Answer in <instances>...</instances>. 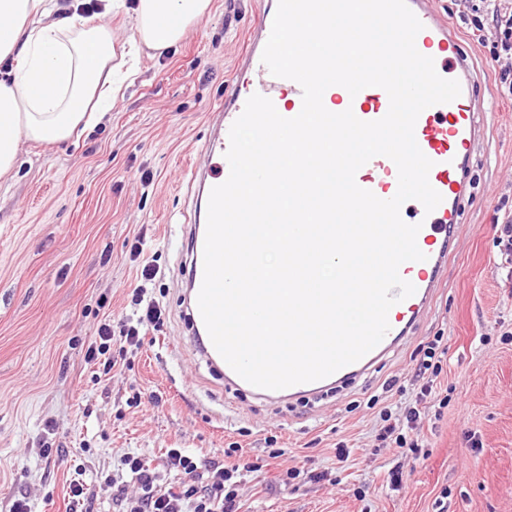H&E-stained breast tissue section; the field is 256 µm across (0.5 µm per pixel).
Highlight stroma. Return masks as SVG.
I'll use <instances>...</instances> for the list:
<instances>
[{
  "label": "stroma",
  "instance_id": "35a3bbf8",
  "mask_svg": "<svg viewBox=\"0 0 512 512\" xmlns=\"http://www.w3.org/2000/svg\"><path fill=\"white\" fill-rule=\"evenodd\" d=\"M436 5L468 43L477 92L492 105L481 117L461 247L409 343L366 380L321 399L266 404L226 390L181 316L188 278L173 234L182 172L239 78L261 0H211L180 44L143 59L141 79L96 127L58 146L22 144L0 177V512L23 496L32 512H66L78 474L91 489L86 512H118L103 477L127 449L143 450L165 486L177 479L166 449L220 461L235 441L247 467L238 512H512V265L497 246L512 213V98L500 84L512 55L493 58L471 36L479 20L494 39L491 11L512 10V0ZM147 263L158 271L150 281L140 277ZM138 288L165 308L166 322L145 328L121 375L99 377L85 351L101 318L118 327L130 317ZM439 333L447 354L434 387L448 405L422 409L428 458L412 470L381 447L377 409L405 402L413 357ZM270 436L285 455L269 457ZM341 442L353 450L343 465ZM289 467L305 478L280 481Z\"/></svg>",
  "mask_w": 512,
  "mask_h": 512
}]
</instances>
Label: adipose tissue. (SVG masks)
I'll return each instance as SVG.
<instances>
[{"label":"adipose tissue","mask_w":512,"mask_h":512,"mask_svg":"<svg viewBox=\"0 0 512 512\" xmlns=\"http://www.w3.org/2000/svg\"><path fill=\"white\" fill-rule=\"evenodd\" d=\"M210 0H103L124 14L131 34L122 53L108 24L67 14L58 0H0V175L13 170L23 141L61 144L100 122L141 76L143 53L177 46ZM49 73L40 87L34 78Z\"/></svg>","instance_id":"1"}]
</instances>
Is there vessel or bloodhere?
<instances>
[{
  "instance_id": "1",
  "label": "vessel or blood",
  "mask_w": 512,
  "mask_h": 512,
  "mask_svg": "<svg viewBox=\"0 0 512 512\" xmlns=\"http://www.w3.org/2000/svg\"><path fill=\"white\" fill-rule=\"evenodd\" d=\"M277 3L278 0H265L250 47L241 59L243 71L256 73L258 82L246 83L225 93L223 106L211 116L213 129L201 149L202 162L190 165L183 173L188 204L182 212L183 220L178 230L185 237L187 248L182 251L181 260L190 271L192 289L196 292L200 291L203 282L205 237L200 226L207 221L211 189L229 176L230 167L225 153L231 125L241 115L246 100L255 93L279 105L281 116L286 118L297 116L302 108L300 85L293 80L273 76L261 61ZM407 5L423 24L415 40L417 50L433 58L441 77L457 80L461 86L457 99L426 108L415 124L416 142L433 163L429 182L442 196L441 203L432 212L406 204L400 210L406 223L421 226L416 242L425 255L424 260L407 261L399 268L400 276L412 283L416 292L390 310V329L381 343L357 362L334 374L281 390H267L251 385L228 367L224 370V385L228 389L249 393L263 402L291 401L300 397L319 399L342 383L352 384L370 375L390 354L408 342L432 305L448 256L459 246L462 202L471 193L470 174L474 167L475 149L482 135L478 114L485 111L486 105L476 94L477 79L470 55L458 31L436 8L434 0H407ZM282 89L287 90V99H280L278 92ZM337 102L351 108L363 121L380 119L389 109V97L379 87L365 88L354 96L339 85L324 92V105ZM356 182L378 198L390 199L398 189L397 166L386 156H375L357 171Z\"/></svg>"
}]
</instances>
